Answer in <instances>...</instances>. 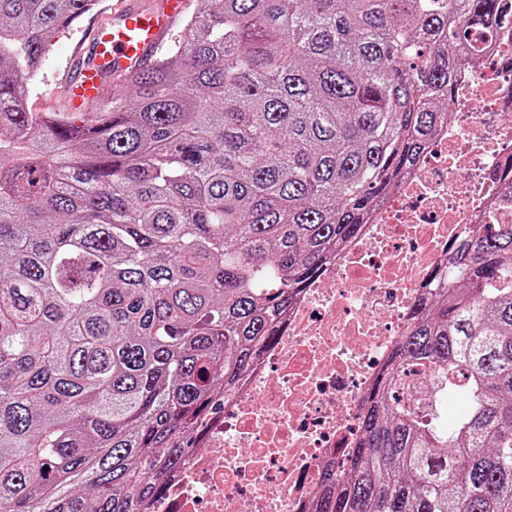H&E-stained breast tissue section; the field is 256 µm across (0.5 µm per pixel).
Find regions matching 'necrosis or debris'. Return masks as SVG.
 Masks as SVG:
<instances>
[{
  "label": "necrosis or debris",
  "mask_w": 512,
  "mask_h": 512,
  "mask_svg": "<svg viewBox=\"0 0 512 512\" xmlns=\"http://www.w3.org/2000/svg\"><path fill=\"white\" fill-rule=\"evenodd\" d=\"M456 105L360 234L289 305L151 512H307L362 436L363 405L449 243L512 221L493 173L512 156V28L477 34Z\"/></svg>",
  "instance_id": "4bbe7bcc"
}]
</instances>
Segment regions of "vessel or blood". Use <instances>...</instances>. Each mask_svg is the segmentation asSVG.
<instances>
[{"mask_svg": "<svg viewBox=\"0 0 512 512\" xmlns=\"http://www.w3.org/2000/svg\"><path fill=\"white\" fill-rule=\"evenodd\" d=\"M185 4L186 0H127L113 21L101 23L75 61L69 84L73 109L84 114L95 110L113 83L149 65Z\"/></svg>", "mask_w": 512, "mask_h": 512, "instance_id": "vessel-or-blood-1", "label": "vessel or blood"}]
</instances>
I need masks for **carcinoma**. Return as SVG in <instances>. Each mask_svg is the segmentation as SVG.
Returning a JSON list of instances; mask_svg holds the SVG:
<instances>
[{
  "label": "carcinoma",
  "mask_w": 512,
  "mask_h": 512,
  "mask_svg": "<svg viewBox=\"0 0 512 512\" xmlns=\"http://www.w3.org/2000/svg\"><path fill=\"white\" fill-rule=\"evenodd\" d=\"M97 0H0V512H149L451 111L507 0H197L92 119L31 112ZM497 177L512 200V158ZM309 512H512V223L451 245ZM429 368L415 403L405 371Z\"/></svg>",
  "instance_id": "cac0c4a2"
}]
</instances>
